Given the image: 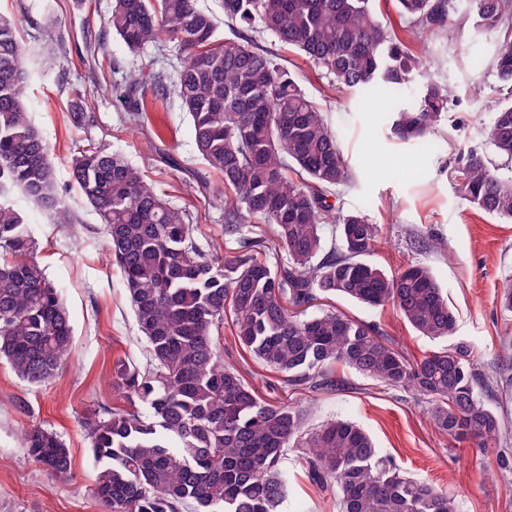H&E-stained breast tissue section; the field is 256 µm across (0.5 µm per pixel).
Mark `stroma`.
<instances>
[{
	"mask_svg": "<svg viewBox=\"0 0 512 512\" xmlns=\"http://www.w3.org/2000/svg\"><path fill=\"white\" fill-rule=\"evenodd\" d=\"M112 0H0V13L18 22L20 39L40 50L46 31L63 37L53 69L33 64L26 106L48 141L60 184L69 181L71 157L88 143L123 153L157 187L164 200L187 210L191 224L209 249L231 251L224 238V187L198 157L191 122L176 95L148 104L147 118L131 125L128 74L153 66L175 78L173 43L161 42L132 53L107 36L95 70L81 51L86 31H100ZM259 48L293 72L305 93L321 108L337 134L352 180L332 200L344 213L359 212L378 227L370 263L387 273L411 262L427 265L456 316L449 341L420 336L396 307L370 308L340 296L318 301L321 309L341 311L378 328L408 359L418 360L445 343H465L486 381L483 398L502 422L495 447L456 441L437 429L427 400L411 389L393 388L354 370L334 366L336 387L313 393L279 390L280 376L242 347L231 324L220 330V352L244 381L269 401L285 399L306 412L307 428L341 417L361 426L379 457L409 476L451 491L459 512H512V469L499 468V455L512 456V312L501 305V286L512 278V224L477 209L455 179L461 148L490 151L485 127L486 101L498 83L490 67L498 33L460 24L454 39L421 37L419 56L431 61L428 77L450 90L448 110L431 134L430 146L394 134L397 107L414 103L425 78L401 90L377 88L372 96L336 91L309 60L280 46L265 32H254ZM86 89L94 121L74 127L69 118L72 87ZM163 140H156V132ZM10 200L22 210L39 249L38 260L62 289L74 330L72 360L48 382L31 386L0 360V512H101L89 488L94 475L90 440L82 426L89 412L129 409L112 384L116 362L145 368L149 354L141 337L118 270L110 264L97 216L69 189L66 202L78 215V227L53 223L48 214L18 189ZM56 431L71 455L67 477L55 478L31 460L23 435L35 428ZM300 448L288 449L287 512H338L336 490L308 476Z\"/></svg>",
	"mask_w": 512,
	"mask_h": 512,
	"instance_id": "stroma-1",
	"label": "stroma"
}]
</instances>
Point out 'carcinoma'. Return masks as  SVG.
Returning <instances> with one entry per match:
<instances>
[{
	"label": "carcinoma",
	"instance_id": "carcinoma-1",
	"mask_svg": "<svg viewBox=\"0 0 512 512\" xmlns=\"http://www.w3.org/2000/svg\"><path fill=\"white\" fill-rule=\"evenodd\" d=\"M372 0H222L234 38L217 35L195 0H113L106 28L133 51L176 44L175 92L191 119L200 159L224 185V233L237 248L211 255L189 214L169 205L122 153L88 146L71 160L69 185L100 218L107 252L121 274L148 368L123 361L113 383L143 410L91 412L84 428L95 474L90 492L102 512H284L288 448L307 449L313 480L336 486L339 512H458L453 495L405 475L378 457L356 424L331 418L309 431L305 410L267 402L224 364L214 336L232 317L239 344L281 376V387L313 392L334 385L327 371L345 365L430 403L434 425L455 440L491 448L498 415L485 404L483 380L464 343L407 361L368 324L334 310L308 316L320 299L340 295L372 308L395 306L423 336L452 335L455 316L432 271L410 263L389 275L366 262L378 235L360 213L329 202L351 172L324 113L289 70L248 35L254 26L298 51L337 89L360 93L403 87L427 70L411 49L420 35L454 37L458 0H397L400 28L381 19ZM476 25L501 32L492 60L499 97L489 102L494 165L475 148L460 152V191L482 212L512 223V0H472ZM29 52L17 22L0 15V359L40 385L62 370L73 328L60 289L36 260V241L21 211L4 198L20 189L57 224L75 215L55 177L50 146L25 105ZM133 118L164 98L162 72L129 73ZM449 90L430 79L415 104L397 111L393 130L423 140L448 108ZM71 121L91 115L72 90ZM268 224L273 237L243 234ZM339 232L328 247L322 226ZM280 250L286 261L259 254ZM49 474L71 470L69 449L51 429L24 437Z\"/></svg>",
	"mask_w": 512,
	"mask_h": 512
}]
</instances>
